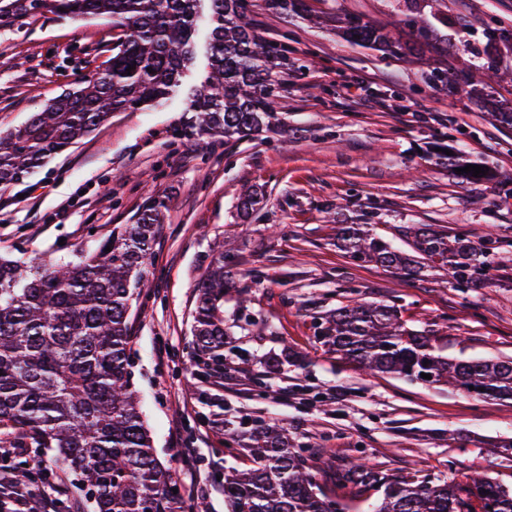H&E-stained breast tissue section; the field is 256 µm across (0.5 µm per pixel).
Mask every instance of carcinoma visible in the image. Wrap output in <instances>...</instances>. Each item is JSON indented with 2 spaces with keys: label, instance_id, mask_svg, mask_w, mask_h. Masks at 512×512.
Here are the masks:
<instances>
[{
  "label": "carcinoma",
  "instance_id": "cac0c4a2",
  "mask_svg": "<svg viewBox=\"0 0 512 512\" xmlns=\"http://www.w3.org/2000/svg\"><path fill=\"white\" fill-rule=\"evenodd\" d=\"M199 0H50V11L71 19L103 18L122 38L106 67L82 76L48 101L25 125L0 135V186L13 185L85 135L114 112L158 103L178 85L193 62L191 31ZM278 9L315 24L305 0H271ZM34 0H0V20L32 15ZM214 28L211 73L191 100L196 124L229 142L269 125L274 118L273 69L286 54L256 39L247 0H210ZM345 36L403 57L419 48L384 28L351 15ZM133 70H128V67ZM496 61L469 75L467 93L490 96L503 82ZM163 203L153 202L136 223L112 231L93 252L79 251L61 266L34 257L0 258V473L24 492L52 484L46 461H61L72 476L71 493L56 512H75L91 502L94 512H179L174 475L156 457L153 441L130 385V307L143 278ZM416 256L395 250L366 224L336 226V246L350 257L406 274L442 271L454 282L480 281L486 257L463 236L449 237L430 224L404 230ZM111 251H106V248ZM197 302L190 345V375L224 376V255L213 258L194 285ZM317 340L342 359L373 373L427 385L448 386L477 399L512 400V361L450 359L447 343L403 319L393 301L340 304L321 318ZM249 465L224 473L227 512H359L356 499L381 493L371 512H512V489L480 472L465 482L397 481L350 463L338 488L327 491L310 456L292 446L288 429L254 428L244 448Z\"/></svg>",
  "mask_w": 512,
  "mask_h": 512
}]
</instances>
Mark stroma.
Masks as SVG:
<instances>
[{
  "label": "stroma",
  "mask_w": 512,
  "mask_h": 512,
  "mask_svg": "<svg viewBox=\"0 0 512 512\" xmlns=\"http://www.w3.org/2000/svg\"><path fill=\"white\" fill-rule=\"evenodd\" d=\"M336 17L359 15L419 38L422 59L352 44L329 27L248 0L265 41L290 35L286 66L272 80L277 131L243 140L200 132L189 109L210 74L213 24L201 0L191 42L195 58L159 104L113 113L79 144L52 157L23 183L0 188V254L70 260L114 227L135 223L162 202L144 282L131 310V383L159 459L171 465L183 512H224L221 478L242 466L241 422L287 426L308 448L319 478L334 488L353 460L395 480H464L481 468L512 487V400H475L450 389L369 375L326 352L319 317L350 300H393L414 328L446 336L452 359H512V203L496 181L474 182L430 158L435 143L465 161L512 172V126L488 113L501 100L434 89L432 68L449 79L485 65L493 51L512 70V0H307ZM428 18L425 32L411 13ZM112 27L43 12L0 22V131L72 88L108 57ZM423 115H415L416 107ZM263 199L242 219L238 199ZM340 224H371L409 251L404 224H432L486 250L491 268L474 287L448 275L411 277L352 260L336 246ZM229 253L227 277L248 290L245 307L224 304V363L236 379H190L187 346L193 288L213 255ZM299 360H291L290 352ZM194 449V467L180 449Z\"/></svg>",
  "instance_id": "stroma-1"
}]
</instances>
